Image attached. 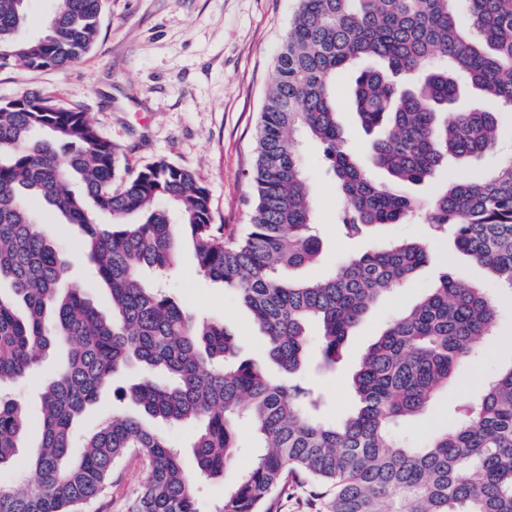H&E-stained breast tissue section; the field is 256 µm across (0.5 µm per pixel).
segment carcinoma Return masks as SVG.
Segmentation results:
<instances>
[{
    "label": "carcinoma",
    "mask_w": 512,
    "mask_h": 512,
    "mask_svg": "<svg viewBox=\"0 0 512 512\" xmlns=\"http://www.w3.org/2000/svg\"><path fill=\"white\" fill-rule=\"evenodd\" d=\"M30 2L0 0V68L64 69L91 51L105 0H49L36 36L27 33ZM439 56L445 64L435 63ZM364 57L385 68L361 72L352 105L376 133L369 164L386 183L358 162L336 123V77ZM464 83L512 108V0H299L256 128L254 215L241 233L211 223L208 190L189 169L160 159L122 176L118 148L80 108L35 95L0 101V285L9 289L0 293V386L68 349L40 396L36 482L0 483V512H80L131 452L149 466L131 512H201L178 451L139 417L114 413L76 442L77 419L133 364L143 375L123 397L170 425L200 424L198 476L224 477L238 430H254L260 452L217 512H272V494L293 476L334 487L331 512H512V365L461 401L424 447L394 435L489 334L496 308L483 289L445 274L396 315L363 355L353 377L358 408L341 423L318 420L324 394L291 379L307 360L308 323L319 324L323 365L334 366L374 302L429 259L425 244L403 240L318 281L287 278L321 254L299 130L318 142L338 184L346 235L419 214L432 236L452 238L512 291V153L490 173L448 176L429 201L404 191L447 171L450 158L478 159L496 146L494 113L449 111ZM28 196L80 229L108 310L85 288H59L67 260L39 230ZM100 213L112 222L98 223ZM179 240L198 272L251 311L269 358L290 380L236 359L224 324L194 319L142 277L170 270ZM25 426L21 403L0 391V471Z\"/></svg>",
    "instance_id": "carcinoma-1"
}]
</instances>
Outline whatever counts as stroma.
<instances>
[{
	"mask_svg": "<svg viewBox=\"0 0 512 512\" xmlns=\"http://www.w3.org/2000/svg\"><path fill=\"white\" fill-rule=\"evenodd\" d=\"M297 6L298 0H105L101 34L89 54L62 70L0 68V100L37 93L65 106L81 107L100 134L117 146L129 173L160 158L192 170L209 191L213 223L236 231L250 223L253 215L248 173L255 127L273 77L275 57ZM378 66V60H365L336 80L337 121L362 161L368 158L373 136L363 129L350 106L351 88L359 69ZM474 106L494 112L499 121V149L481 160L484 168L492 169L512 151V111L498 107L478 90L465 88L456 107ZM302 159L322 256L320 262L294 271V278L318 279L339 261L375 245L426 237L427 226L417 218L372 228L360 239L347 238L337 222L341 196L325 171L319 145L304 141ZM29 205L41 216L46 232L65 249L71 262L69 282L91 289L98 303H106V290L97 285L91 266L77 251L79 229L57 223L43 201L33 199ZM431 252L429 263L416 271L409 284L392 290L370 308L335 369L321 368L313 361L299 373V380L325 393L323 419L340 422L354 413L357 398L351 377L363 353L392 317L435 287L445 273L490 293L497 319L491 336L482 341L456 378L437 391L431 406L403 424L401 436L411 444H424L449 424L453 406L512 364V292L497 286L483 269L457 251L453 241L433 243ZM168 287L189 313L223 323L233 334L241 358L266 362V339L248 310L234 291L197 272L188 247H181ZM65 358V350H58L26 382L7 386V393L23 401L30 427L11 469L0 473V483L32 479L31 449L39 438L38 394L45 374L59 370ZM139 376L136 369L117 376L84 411L77 431L93 430L115 409L135 413V406L123 400L122 392ZM237 445L236 466L225 479H197L202 512H218L225 486L251 466L253 432L241 429ZM147 475L142 458L126 457L113 469L105 490L88 501L83 512H130ZM333 494L329 487L299 481L275 495L273 512H330Z\"/></svg>",
	"mask_w": 512,
	"mask_h": 512,
	"instance_id": "obj_1",
	"label": "stroma"
}]
</instances>
